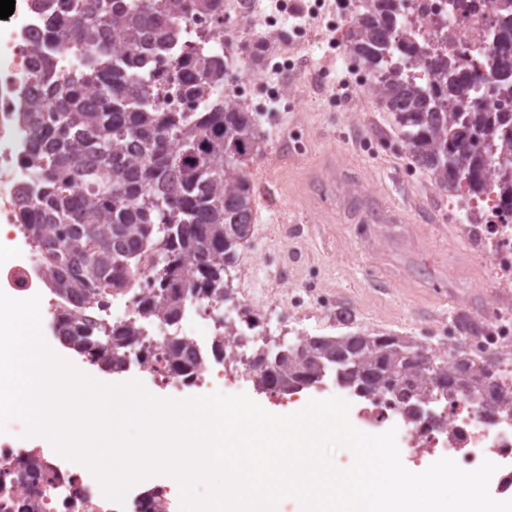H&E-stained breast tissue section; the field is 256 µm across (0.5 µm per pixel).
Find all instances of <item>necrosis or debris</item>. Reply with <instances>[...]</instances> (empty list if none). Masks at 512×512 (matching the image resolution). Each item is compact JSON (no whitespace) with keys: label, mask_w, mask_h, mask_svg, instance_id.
Segmentation results:
<instances>
[{"label":"necrosis or debris","mask_w":512,"mask_h":512,"mask_svg":"<svg viewBox=\"0 0 512 512\" xmlns=\"http://www.w3.org/2000/svg\"><path fill=\"white\" fill-rule=\"evenodd\" d=\"M47 18L38 10V0H15V10L0 26V237L12 242L17 261L0 263V290L11 297H41L45 335H56L55 321L61 302L45 290V270L38 253L17 217L26 207L24 187L27 172L20 161L18 144L30 141L34 132L16 119L20 78L31 67L32 52L41 46ZM498 14L490 0H419L413 19L418 41L447 40L449 54L459 68L488 71L495 53L494 35ZM477 219L487 247L483 260L496 268L499 288L512 287V221L500 213L495 193L469 199L456 215V222ZM223 306L188 297L180 322L155 326L159 337L187 336L201 359L192 380L155 373L136 362L137 375L156 387L182 392L211 391L226 386L245 388L256 376L250 366L225 368L212 358L216 338H223L227 355H234L233 337L224 336ZM466 349L475 359L495 353L512 357V315L491 309L477 332L466 339ZM362 415L371 424H390L413 457L426 454L453 458L466 470L483 461L497 464L491 478L497 494H512V413L493 421L482 419L474 405L450 400L444 406L443 423L425 416L408 417L387 397H368ZM176 488L160 483L147 490L130 489L124 503L103 493L97 481L78 462L59 454L37 436L26 435L19 420L8 421L0 433V512H149L152 501L171 505Z\"/></svg>","instance_id":"obj_1"}]
</instances>
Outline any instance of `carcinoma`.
Listing matches in <instances>:
<instances>
[{"mask_svg":"<svg viewBox=\"0 0 512 512\" xmlns=\"http://www.w3.org/2000/svg\"><path fill=\"white\" fill-rule=\"evenodd\" d=\"M416 0H359L357 24L344 45L371 73L370 91L394 116L401 138L419 168L441 189L479 197L497 188L499 207L512 219V180L498 171L512 162V112L489 109L474 95L480 83L512 94V24L496 33V62L487 73L464 72L448 63V51L417 41L404 17ZM53 16L46 44L37 48L26 81L42 84L46 99L22 98L20 120L35 135L24 158L31 175L29 205L19 218L49 270L54 293L73 298L87 316L68 309L57 318L67 348L119 373L132 351L146 363L186 376L198 356L182 336L154 341L144 325L172 323L187 296L223 305L233 300L227 272L249 241L253 223L248 161L263 148L252 113L211 95L230 84L231 33L224 51L208 29L183 30L202 16L218 18L224 0H64ZM112 30L114 51L89 24ZM64 46L79 66L57 72L48 53ZM421 71L424 86L409 79ZM202 103L197 110L167 109L165 93ZM153 282L137 301L139 321L112 324L90 315L114 288H130L143 261ZM246 329L224 322L214 353L224 355V337L253 342L257 323L242 311ZM355 341L366 372L360 393L383 389L410 416V405L432 399L426 363L440 371L464 367L469 382L490 386L497 412H512L492 360L478 361L458 344L451 359L437 363L411 337L361 329L340 335L303 336L309 357L289 350L266 376V345L252 350L260 385L288 395L336 375V353Z\"/></svg>","mask_w":512,"mask_h":512,"instance_id":"obj_1","label":"carcinoma"}]
</instances>
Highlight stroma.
<instances>
[{
	"label": "stroma",
	"instance_id": "1",
	"mask_svg": "<svg viewBox=\"0 0 512 512\" xmlns=\"http://www.w3.org/2000/svg\"><path fill=\"white\" fill-rule=\"evenodd\" d=\"M354 3L325 0L318 20L289 18L286 39L257 67L259 93L246 109L258 115L266 147L250 176L289 151L292 132L303 134L305 150L275 170L280 208L255 218L237 262L248 276L230 274V284L283 300L315 283L363 329L434 350L458 315L479 318L493 303L512 313V290L498 292L474 249L475 223L448 221L453 197L414 165L368 86L354 79L341 89L349 69L332 21ZM285 59L293 70L274 75Z\"/></svg>",
	"mask_w": 512,
	"mask_h": 512
}]
</instances>
